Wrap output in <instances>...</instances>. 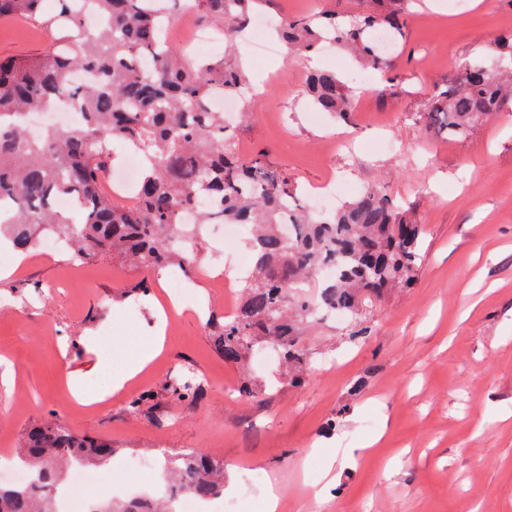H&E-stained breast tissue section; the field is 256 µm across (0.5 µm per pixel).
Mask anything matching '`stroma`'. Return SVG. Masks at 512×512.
Wrapping results in <instances>:
<instances>
[{"label":"stroma","instance_id":"obj_1","mask_svg":"<svg viewBox=\"0 0 512 512\" xmlns=\"http://www.w3.org/2000/svg\"><path fill=\"white\" fill-rule=\"evenodd\" d=\"M509 32L512 0L458 10L411 0L390 68L345 121L314 112L301 89L314 67L355 85L361 67L347 54L257 63L242 43L217 44L211 60L240 64L254 88L250 116L231 124L240 158L265 152L306 196L330 181L377 186L411 208L424 226L414 285L361 320L305 325L310 371L295 387L278 382L276 361L257 355L237 366L218 349L209 319L240 295L211 278L212 255L245 248L222 245L220 229L190 272L167 269L148 294L139 285L153 273L117 257L12 253V272L0 277V457L31 425L53 420L111 442L116 453L92 471L95 483H111L132 456L160 463L198 451L223 462L226 497L237 496L243 472L264 475L277 512H512V108L465 142L417 120L448 75ZM50 39L25 22L1 23L0 56L41 52ZM177 290L185 310L170 319L163 354L97 402L124 350L150 335L158 304ZM182 373L201 383L197 400L165 395L166 379ZM259 379L264 393H240ZM143 394L151 402L132 410Z\"/></svg>","mask_w":512,"mask_h":512}]
</instances>
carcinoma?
<instances>
[{
	"label": "carcinoma",
	"mask_w": 512,
	"mask_h": 512,
	"mask_svg": "<svg viewBox=\"0 0 512 512\" xmlns=\"http://www.w3.org/2000/svg\"><path fill=\"white\" fill-rule=\"evenodd\" d=\"M58 0H0V21L28 19L51 31L44 51L0 59V232L26 251L46 231L67 242L71 258L85 261L114 252L144 270L168 265L188 268L195 260L204 225L224 221L248 228L252 267L235 314L218 324L224 361L245 362L266 339L288 364V379L303 380L306 354L300 324L320 313L354 320L365 307L416 278L423 225L402 204L376 187L363 189L334 212L315 214L288 178L271 170L259 152L243 163L232 148L224 113L209 108L217 91L242 95L245 73L222 63L191 59L163 42L160 16L193 7L199 23L234 41L249 25L259 0H90L102 23L85 27L78 3ZM371 12L352 17L330 11L282 22L276 31L292 58L318 52L325 37L366 66L383 71L375 32L393 39L407 24V0H368ZM493 69L477 57L448 76L418 119L439 125L448 138L464 142L484 120L512 106V33L499 38ZM77 69L95 81L75 86ZM304 95L319 111L346 119L356 92L336 71L309 74ZM77 98L83 105L74 131L47 127L28 137L21 117ZM122 142L142 160L134 186L137 203L120 206L102 189L112 165L110 146ZM81 201L72 221L53 206L56 197ZM334 267L314 301L298 293L321 268ZM164 390L177 401L198 397L200 383L179 375ZM112 445L79 435L59 423L31 427L13 455L33 470L25 489L0 486V512H56L62 468H89L112 458ZM166 498H115L90 512H172L176 496L209 500L224 493V465L201 453L174 462Z\"/></svg>",
	"instance_id": "1"
}]
</instances>
